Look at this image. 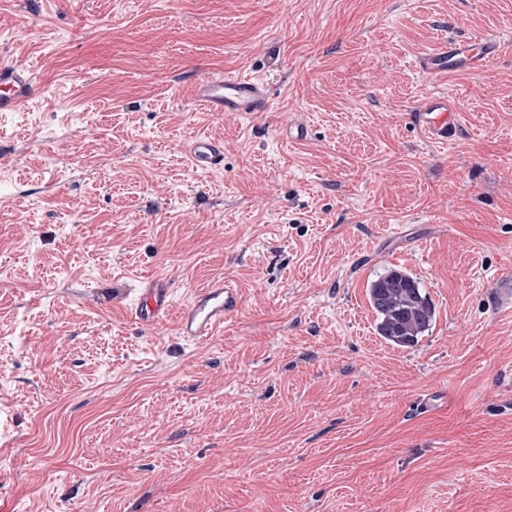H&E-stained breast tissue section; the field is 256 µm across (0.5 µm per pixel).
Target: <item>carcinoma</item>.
Masks as SVG:
<instances>
[{
  "label": "carcinoma",
  "instance_id": "carcinoma-1",
  "mask_svg": "<svg viewBox=\"0 0 512 512\" xmlns=\"http://www.w3.org/2000/svg\"><path fill=\"white\" fill-rule=\"evenodd\" d=\"M368 298L377 315L378 334L397 346L416 344L432 324L434 310L429 298L404 271L390 270L374 280Z\"/></svg>",
  "mask_w": 512,
  "mask_h": 512
}]
</instances>
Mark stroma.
Wrapping results in <instances>:
<instances>
[{
	"label": "stroma",
	"instance_id": "35a3bbf8",
	"mask_svg": "<svg viewBox=\"0 0 512 512\" xmlns=\"http://www.w3.org/2000/svg\"><path fill=\"white\" fill-rule=\"evenodd\" d=\"M489 34L483 72L421 70ZM0 57L36 76L0 112L7 512H512V0H0ZM217 74L269 110L207 111ZM391 268L435 308L409 347L368 300ZM155 276L242 307L139 327ZM273 89L264 82L214 75L195 85V99L210 112H265ZM456 112L445 95L434 94L415 112L414 120L430 141L447 144L458 131ZM189 160L195 169L212 170L222 166L224 148L209 138H195L189 143ZM238 288L229 280L216 279L196 290L186 306L177 314L175 329L179 336L191 341H205L224 328V322L241 309Z\"/></svg>",
	"mask_w": 512,
	"mask_h": 512
}]
</instances>
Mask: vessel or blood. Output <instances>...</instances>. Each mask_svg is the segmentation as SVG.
Listing matches in <instances>:
<instances>
[{"mask_svg":"<svg viewBox=\"0 0 512 512\" xmlns=\"http://www.w3.org/2000/svg\"><path fill=\"white\" fill-rule=\"evenodd\" d=\"M503 44L490 36L467 39L451 38L440 43L422 59L425 72L431 74L466 72L477 73L498 57ZM35 93V77L23 65L0 59V112H15ZM272 88L264 82L214 75L195 86V98L212 112H264L271 105ZM456 110L446 96L428 97L418 112L415 122L426 137L435 143H448L458 131ZM189 160L194 168L212 170L221 167L224 148L208 138H197L189 144ZM174 288L170 281L151 277L142 281L129 308V317L135 323L156 328L167 320H174L179 336L191 341H205L222 331L224 324L241 309L242 298L238 288L229 280L216 279L196 290L186 306L173 311Z\"/></svg>","mask_w":512,"mask_h":512,"instance_id":"b4317fda","label":"vessel or blood"}]
</instances>
